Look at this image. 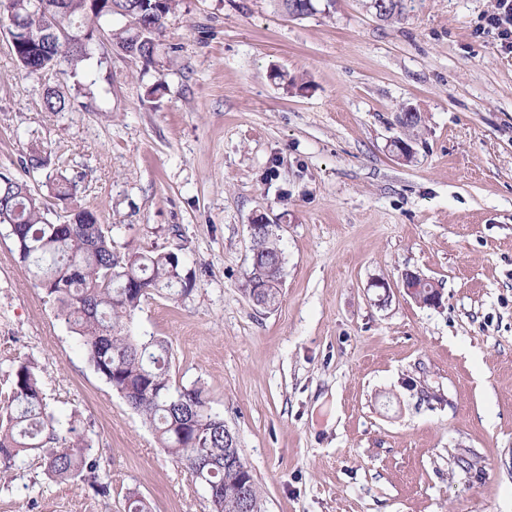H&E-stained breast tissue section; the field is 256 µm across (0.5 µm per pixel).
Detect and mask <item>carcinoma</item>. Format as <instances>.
I'll list each match as a JSON object with an SVG mask.
<instances>
[{"mask_svg":"<svg viewBox=\"0 0 512 512\" xmlns=\"http://www.w3.org/2000/svg\"><path fill=\"white\" fill-rule=\"evenodd\" d=\"M178 0H9L0 22L10 29L9 43L18 67L28 74L57 68L77 74L92 58V44L102 32L111 48L126 56L153 61L152 43ZM22 19V29L8 24ZM125 20L113 27V18ZM59 23L72 37L30 38ZM43 104L64 112L67 101L57 88L46 87ZM45 147L33 142L25 169L44 165ZM77 182L60 173L51 183L53 198L70 201ZM0 196L20 259L30 263L48 301L86 347L95 372L137 410L153 428L161 447L180 461L192 480L206 486L209 512H264L254 476L235 438L224 437V417L212 412L203 386H185L171 374L167 342L130 334L128 324L156 294L178 300L191 294L195 279L185 271L179 251L127 247L112 240V225L85 208L61 216L54 205L34 197L27 181L0 173ZM249 298L267 307L278 302L285 258L274 227L251 237ZM133 276L140 288H126ZM35 454L49 475L59 480L81 477L101 495L108 486L95 480L96 461L75 423L59 427L35 367L20 362L13 369L10 394L0 404V479Z\"/></svg>","mask_w":512,"mask_h":512,"instance_id":"obj_1","label":"carcinoma"}]
</instances>
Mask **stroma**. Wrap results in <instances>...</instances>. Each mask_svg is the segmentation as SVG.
Masks as SVG:
<instances>
[{
    "label": "stroma",
    "instance_id": "obj_1",
    "mask_svg": "<svg viewBox=\"0 0 512 512\" xmlns=\"http://www.w3.org/2000/svg\"><path fill=\"white\" fill-rule=\"evenodd\" d=\"M180 0L152 62L109 54L28 76L0 34V172L111 225L118 248L181 246L193 292L148 300L133 335L203 383L265 512H512V52L477 34L495 0ZM302 77L301 91L284 82ZM72 98L44 111L45 83ZM420 122L410 161L390 142ZM49 164L25 174L31 142ZM277 224L279 303L245 292L249 224ZM416 272L440 307L407 296ZM35 366L97 464L59 481L31 456L0 512H206V492L107 385L0 225V395ZM401 286L405 293L420 305L435 307L441 301V290L435 282L418 273L402 276Z\"/></svg>",
    "mask_w": 512,
    "mask_h": 512
}]
</instances>
